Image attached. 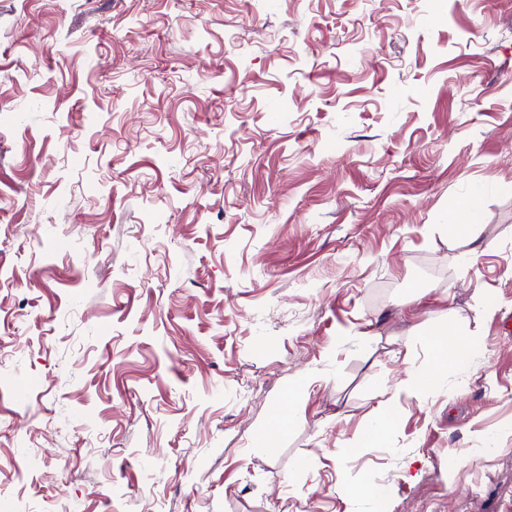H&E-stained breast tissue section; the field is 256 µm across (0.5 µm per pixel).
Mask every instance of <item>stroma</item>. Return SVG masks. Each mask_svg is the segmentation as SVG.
<instances>
[{
  "label": "stroma",
  "instance_id": "obj_1",
  "mask_svg": "<svg viewBox=\"0 0 512 512\" xmlns=\"http://www.w3.org/2000/svg\"><path fill=\"white\" fill-rule=\"evenodd\" d=\"M511 318L512 0H0V512H512ZM466 336L452 330H441L429 338L431 359L426 372L409 370L407 378L400 383L404 390L424 392L447 378L448 369L465 361L471 353V343L458 337Z\"/></svg>",
  "mask_w": 512,
  "mask_h": 512
}]
</instances>
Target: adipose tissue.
Returning <instances> with one entry per match:
<instances>
[{
	"instance_id": "obj_1",
	"label": "adipose tissue",
	"mask_w": 512,
	"mask_h": 512,
	"mask_svg": "<svg viewBox=\"0 0 512 512\" xmlns=\"http://www.w3.org/2000/svg\"><path fill=\"white\" fill-rule=\"evenodd\" d=\"M431 359L424 372H409L401 387L423 392L446 379L449 369L465 361L471 353V344L456 332L441 330L429 338Z\"/></svg>"
}]
</instances>
